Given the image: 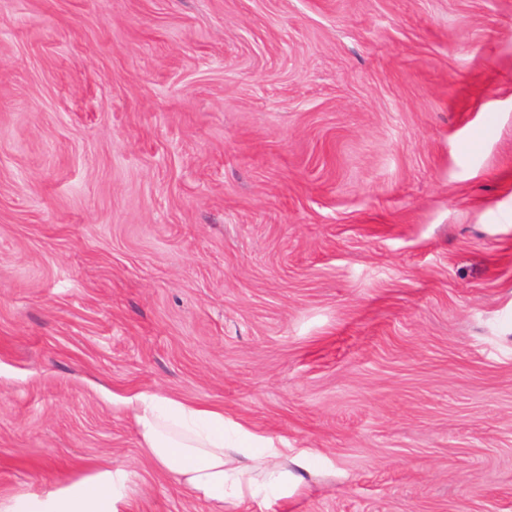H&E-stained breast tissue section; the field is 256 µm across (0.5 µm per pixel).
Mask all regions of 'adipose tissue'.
<instances>
[{
  "label": "adipose tissue",
  "instance_id": "1",
  "mask_svg": "<svg viewBox=\"0 0 512 512\" xmlns=\"http://www.w3.org/2000/svg\"><path fill=\"white\" fill-rule=\"evenodd\" d=\"M122 403L152 463L210 503L211 512L246 500L265 512L304 482L303 458H289L272 438L226 420L222 409L149 390ZM126 477L123 469L107 470L61 493L16 496L0 512H122Z\"/></svg>",
  "mask_w": 512,
  "mask_h": 512
}]
</instances>
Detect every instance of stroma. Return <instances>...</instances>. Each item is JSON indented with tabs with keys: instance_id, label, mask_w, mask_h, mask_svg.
I'll return each instance as SVG.
<instances>
[{
	"instance_id": "35a3bbf8",
	"label": "stroma",
	"mask_w": 512,
	"mask_h": 512,
	"mask_svg": "<svg viewBox=\"0 0 512 512\" xmlns=\"http://www.w3.org/2000/svg\"><path fill=\"white\" fill-rule=\"evenodd\" d=\"M156 389L271 512H512V0H0V503L210 512ZM132 414L142 448L152 463L193 497L211 504V512L248 500L265 512L303 484L308 465L301 457L289 470L288 448L240 422L224 410L139 391L118 397ZM127 474L107 470L70 485L63 493L47 496L24 494L14 497L2 512H121Z\"/></svg>"
}]
</instances>
